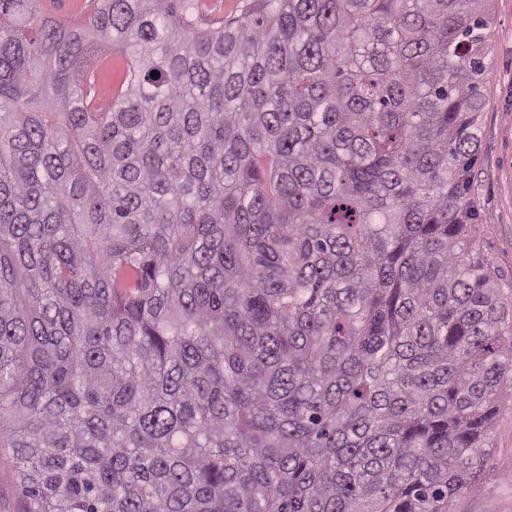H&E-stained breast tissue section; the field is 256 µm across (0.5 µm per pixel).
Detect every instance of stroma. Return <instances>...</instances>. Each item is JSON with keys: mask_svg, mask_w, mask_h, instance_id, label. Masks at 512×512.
Here are the masks:
<instances>
[{"mask_svg": "<svg viewBox=\"0 0 512 512\" xmlns=\"http://www.w3.org/2000/svg\"><path fill=\"white\" fill-rule=\"evenodd\" d=\"M489 79L471 198L478 215L472 233L493 260L500 282L512 287V0H494ZM456 512H512V391L504 394L492 448L474 492Z\"/></svg>", "mask_w": 512, "mask_h": 512, "instance_id": "obj_1", "label": "stroma"}]
</instances>
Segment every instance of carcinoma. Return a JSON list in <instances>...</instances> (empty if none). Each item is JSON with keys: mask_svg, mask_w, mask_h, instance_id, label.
I'll return each mask as SVG.
<instances>
[{"mask_svg": "<svg viewBox=\"0 0 512 512\" xmlns=\"http://www.w3.org/2000/svg\"><path fill=\"white\" fill-rule=\"evenodd\" d=\"M202 8L0 0L26 512H455L512 388L470 235L492 0ZM206 1L207 10L202 11L206 20L204 26L219 27L222 20L227 16L234 15L241 9L243 1L246 0H203Z\"/></svg>", "mask_w": 512, "mask_h": 512, "instance_id": "1", "label": "carcinoma"}]
</instances>
